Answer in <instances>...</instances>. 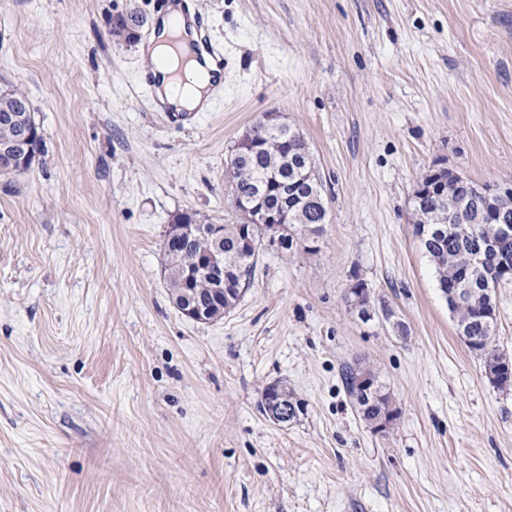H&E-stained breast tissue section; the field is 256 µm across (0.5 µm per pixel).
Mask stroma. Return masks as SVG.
<instances>
[{"mask_svg":"<svg viewBox=\"0 0 512 512\" xmlns=\"http://www.w3.org/2000/svg\"><path fill=\"white\" fill-rule=\"evenodd\" d=\"M159 2L0 0V84L45 145L0 175V512H512V389L459 336L412 219L431 171L512 181V0H191L224 82L179 126L139 82ZM129 14L136 39L112 37ZM270 112L307 141L327 222L192 320L168 225L237 223L227 160ZM359 281L407 336L358 317ZM354 363L399 411L386 435ZM273 383L303 406L284 424ZM7 112L1 116L5 121H12L14 116L10 112H33L30 100L27 95L18 88L5 86L0 88V113ZM22 115V116H23ZM368 375L374 379L375 376L369 372L358 367V364L346 365L343 370V379L346 390L355 404L361 418L369 423L376 418L380 413L386 412L392 416L391 422L397 418V411L393 408L392 401L388 393L382 390L376 380L375 389L373 392L364 393L356 388L357 376ZM280 395L279 388L276 384L269 385L267 387L264 403L266 404V414L267 416L275 422L278 423H287L290 419H294L297 414L301 411L302 406L299 400H295L293 398V394L288 391L286 387H280ZM288 401L284 402L281 400ZM293 404L297 408V412L292 416V408L288 407V405ZM291 416V417H290Z\"/></svg>","mask_w":512,"mask_h":512,"instance_id":"stroma-1","label":"stroma"}]
</instances>
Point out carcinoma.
Masks as SVG:
<instances>
[{
  "instance_id": "1",
  "label": "carcinoma",
  "mask_w": 512,
  "mask_h": 512,
  "mask_svg": "<svg viewBox=\"0 0 512 512\" xmlns=\"http://www.w3.org/2000/svg\"><path fill=\"white\" fill-rule=\"evenodd\" d=\"M138 22L134 15H119L110 21V34L129 38L132 24ZM33 108L27 95L18 88H0L1 112H31ZM249 136L238 142L227 160L231 176V197L235 211L249 197L261 196L269 208H278L288 202V187H293L296 201L288 211V224L283 230L281 248L293 247L294 236L306 231L318 233L327 223V208L318 180L313 174L309 148L304 138L285 124L269 130L255 124ZM461 179L448 173L439 197H426L414 205L415 225L422 230L421 244L436 271L438 288L448 301L460 337L468 348L483 359L486 373L501 389L512 386V379L494 372L502 352L496 345L497 319L483 321L478 310L493 303V293L499 281L489 277V271L501 265L504 255L499 250L486 252L487 270L477 274L469 283L460 282V264L465 254L484 246L497 229L487 223V212H502L504 223L512 226V199L499 200L484 193L485 187L466 193L457 189ZM265 231L253 230L254 247L242 251V225H224V283H217L200 259L217 249L216 240L208 233H197L189 247L179 256L169 259L167 277L173 301L188 296L192 301L207 307L213 302L219 288H242L250 278L256 246L264 240ZM371 375L358 365H347L343 370L346 390L361 418L370 422L385 412L397 418L390 396L375 386L365 393L356 388V379Z\"/></svg>"
}]
</instances>
